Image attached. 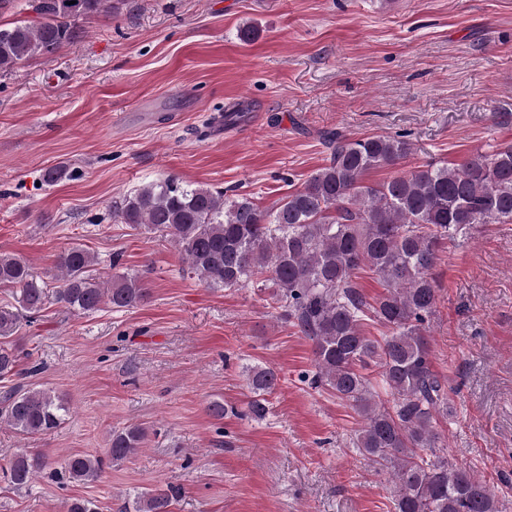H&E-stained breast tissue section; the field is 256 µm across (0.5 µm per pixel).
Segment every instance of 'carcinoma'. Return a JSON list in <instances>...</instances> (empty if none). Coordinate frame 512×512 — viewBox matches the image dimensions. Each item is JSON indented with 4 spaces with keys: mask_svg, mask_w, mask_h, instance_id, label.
Segmentation results:
<instances>
[{
    "mask_svg": "<svg viewBox=\"0 0 512 512\" xmlns=\"http://www.w3.org/2000/svg\"><path fill=\"white\" fill-rule=\"evenodd\" d=\"M36 0V19L0 27V73L21 61L51 57L73 43L79 22L112 11V0ZM328 163L271 207L248 197L185 184L168 176L112 202V220L167 237L182 255L183 271L210 288H269L279 317L311 342L314 388H324L361 417L351 445L389 476L393 512H503L489 481L448 459L437 425L453 415L448 383L432 369L428 322L437 289L430 270L441 244L455 242L474 224H512V145L476 153L448 167L427 163L369 184L374 168L396 166L410 152L403 135L350 139L324 133ZM95 257L71 247L56 259L55 299L65 310L90 314L103 305L130 309L149 297L136 274L91 275ZM368 268L385 291L369 299L355 280ZM0 288H13L16 305L0 307V378L31 377L40 367L16 370L13 337L40 316L47 291L29 263L0 253ZM386 330L380 339L366 327ZM252 397L245 415L263 419L267 395L279 386L271 367L246 369ZM389 400H378V389ZM67 403L49 390L19 383L0 395V424L41 435L58 428ZM140 426L112 432L108 455L118 465L142 447ZM104 461L66 458L70 482L99 476ZM39 452L15 455L5 472L16 489L44 468ZM178 489L151 488L137 496L135 512H170Z\"/></svg>",
    "mask_w": 512,
    "mask_h": 512,
    "instance_id": "obj_1",
    "label": "carcinoma"
}]
</instances>
